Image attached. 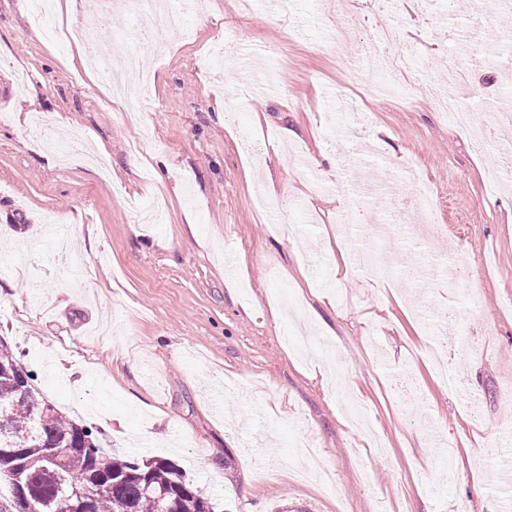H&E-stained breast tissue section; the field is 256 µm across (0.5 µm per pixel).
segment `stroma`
I'll use <instances>...</instances> for the list:
<instances>
[{
  "label": "stroma",
  "mask_w": 512,
  "mask_h": 512,
  "mask_svg": "<svg viewBox=\"0 0 512 512\" xmlns=\"http://www.w3.org/2000/svg\"><path fill=\"white\" fill-rule=\"evenodd\" d=\"M165 0L192 41L159 21L134 27L101 0L35 17L0 0V337L66 418L104 447L174 462L223 512H496L512 499V189L487 190L496 149L476 154L433 98L356 92L375 77L366 43L391 22L429 80L511 30L506 9L475 0H345L349 54L324 50L327 0L291 13L238 0ZM93 23L152 75L153 103L128 114L79 43L49 27ZM237 30L221 65L203 56ZM274 71L273 94L239 99L244 76ZM512 80V56L473 71L463 102L488 109ZM368 121L340 130L343 113ZM429 182L443 222L388 246L367 192L402 204L384 167ZM334 169L321 190L322 170ZM364 225L336 242V219ZM67 253L46 248L54 225ZM371 249L374 274L336 276L341 253ZM90 268L83 284L69 264ZM453 323L480 356L448 352V387L422 349ZM481 399L480 422L464 392ZM454 444L448 475L438 441ZM485 473L474 492L470 469Z\"/></svg>",
  "instance_id": "obj_1"
}]
</instances>
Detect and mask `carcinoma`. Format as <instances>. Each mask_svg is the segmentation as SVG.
<instances>
[{
    "label": "carcinoma",
    "instance_id": "1",
    "mask_svg": "<svg viewBox=\"0 0 512 512\" xmlns=\"http://www.w3.org/2000/svg\"><path fill=\"white\" fill-rule=\"evenodd\" d=\"M21 466L34 491L29 512H56L76 491L81 512H216L171 462L114 456L93 428L66 419L0 338V494L4 472Z\"/></svg>",
    "mask_w": 512,
    "mask_h": 512
}]
</instances>
